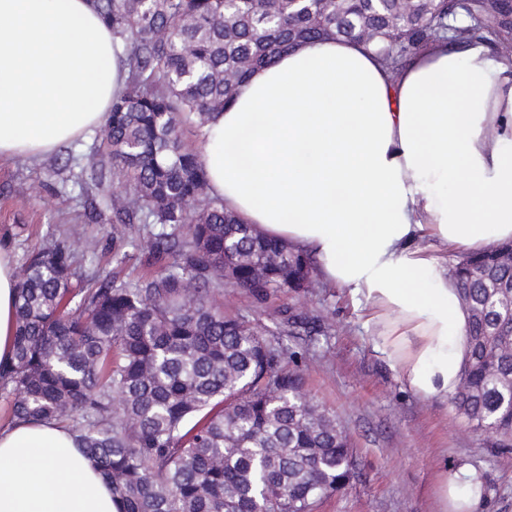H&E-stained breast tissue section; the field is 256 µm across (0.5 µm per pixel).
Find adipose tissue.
Returning <instances> with one entry per match:
<instances>
[{"label": "adipose tissue", "mask_w": 512, "mask_h": 512, "mask_svg": "<svg viewBox=\"0 0 512 512\" xmlns=\"http://www.w3.org/2000/svg\"><path fill=\"white\" fill-rule=\"evenodd\" d=\"M124 47L92 0H0V160L103 125ZM199 151L212 193L260 236L313 256L415 396L447 402L468 352L448 252L512 241V58L438 42L392 76L355 41L318 40L252 72ZM18 278L0 240V361ZM483 473L437 474V512H475ZM0 512H118L98 466L49 423L0 424Z\"/></svg>", "instance_id": "obj_1"}]
</instances>
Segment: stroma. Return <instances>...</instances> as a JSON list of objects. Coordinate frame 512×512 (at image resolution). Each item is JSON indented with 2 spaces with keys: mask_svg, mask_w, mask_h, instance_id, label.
<instances>
[{
  "mask_svg": "<svg viewBox=\"0 0 512 512\" xmlns=\"http://www.w3.org/2000/svg\"><path fill=\"white\" fill-rule=\"evenodd\" d=\"M68 158L63 147L36 159L0 161V236L9 239L17 267L54 241L93 239L87 274L128 281L149 273L141 225H126L123 247H114L111 213L98 215L77 196H58L57 171ZM214 302L226 317L249 320L262 331L274 329L284 310L319 319L325 329L308 347L299 336L281 339L288 350H306L299 368L304 388L335 415L355 459L350 482L323 499L317 512H435L441 465L461 461L484 474L478 512H512V453L498 452L496 436L472 430L452 404L414 396L373 352L361 307L345 290L319 281L261 303L247 289L228 285Z\"/></svg>",
  "mask_w": 512,
  "mask_h": 512,
  "instance_id": "35a3bbf8",
  "label": "stroma"
}]
</instances>
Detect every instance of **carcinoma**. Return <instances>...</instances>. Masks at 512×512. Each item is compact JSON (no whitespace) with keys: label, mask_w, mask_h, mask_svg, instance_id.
Listing matches in <instances>:
<instances>
[{"label":"carcinoma","mask_w":512,"mask_h":512,"mask_svg":"<svg viewBox=\"0 0 512 512\" xmlns=\"http://www.w3.org/2000/svg\"><path fill=\"white\" fill-rule=\"evenodd\" d=\"M127 55L128 79L92 144L71 148L61 192L112 212V241L142 224L162 267L76 288L82 252L54 243L28 259L17 288L14 357L0 400L14 421H55L99 467L121 512H315L354 474L336 417L303 391L304 354L231 319L212 296L232 285L263 302L312 286L313 260L254 234L211 195L198 143L244 77L293 45L365 42L397 73L430 44L480 31L512 42L506 0H94ZM94 183L98 195L89 194ZM509 244L466 253L450 271L469 314L465 384L452 397L471 427L512 449ZM322 326L282 312L276 336Z\"/></svg>","instance_id":"obj_1"}]
</instances>
